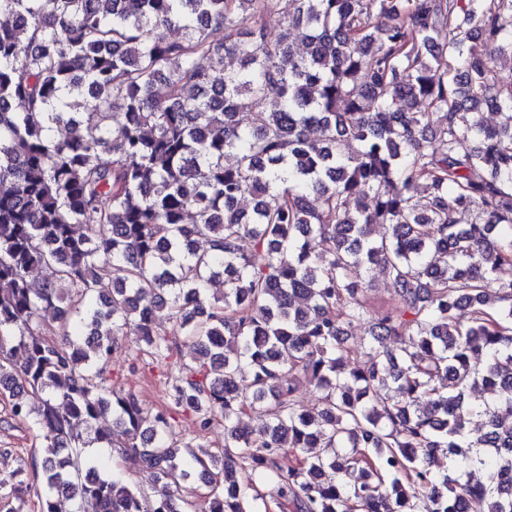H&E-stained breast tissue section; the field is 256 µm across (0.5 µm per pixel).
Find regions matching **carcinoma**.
<instances>
[{
    "label": "carcinoma",
    "instance_id": "obj_1",
    "mask_svg": "<svg viewBox=\"0 0 512 512\" xmlns=\"http://www.w3.org/2000/svg\"><path fill=\"white\" fill-rule=\"evenodd\" d=\"M279 2L0 0V394L42 436L40 512H145L85 461L92 443L153 473L152 512H185L175 491L197 478L201 512H253L262 486L280 512H512V84L493 79L512 0H288L272 43ZM479 106L509 119L485 127ZM375 266L397 304L349 368ZM162 307L196 348L173 406L203 430L224 419L198 472L168 411L101 369L128 332L174 358ZM256 407L258 438L241 425Z\"/></svg>",
    "mask_w": 512,
    "mask_h": 512
}]
</instances>
